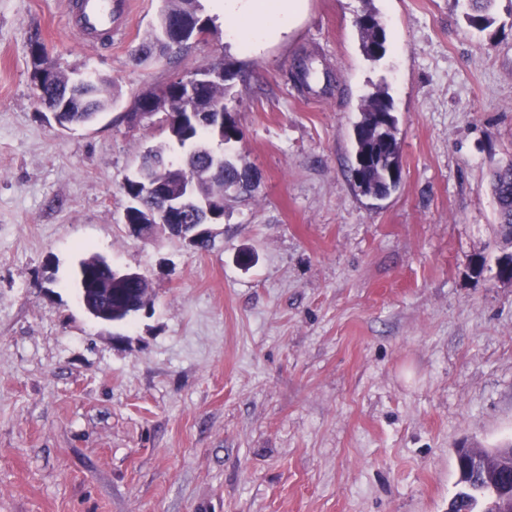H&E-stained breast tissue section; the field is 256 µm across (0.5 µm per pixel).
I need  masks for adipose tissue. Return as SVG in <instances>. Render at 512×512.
<instances>
[{
  "mask_svg": "<svg viewBox=\"0 0 512 512\" xmlns=\"http://www.w3.org/2000/svg\"><path fill=\"white\" fill-rule=\"evenodd\" d=\"M306 6V0H209L208 14L222 21L233 48L254 52L292 32Z\"/></svg>",
  "mask_w": 512,
  "mask_h": 512,
  "instance_id": "adipose-tissue-1",
  "label": "adipose tissue"
}]
</instances>
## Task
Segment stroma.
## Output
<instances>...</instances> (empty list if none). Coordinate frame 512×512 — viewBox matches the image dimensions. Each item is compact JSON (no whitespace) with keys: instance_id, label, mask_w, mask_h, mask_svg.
<instances>
[{"instance_id":"1","label":"stroma","mask_w":512,"mask_h":512,"mask_svg":"<svg viewBox=\"0 0 512 512\" xmlns=\"http://www.w3.org/2000/svg\"><path fill=\"white\" fill-rule=\"evenodd\" d=\"M387 52L366 61L365 6ZM309 0L288 40L208 39L143 60L160 0H130L111 49L81 43L65 0H0V512H448L456 451L512 440V285L489 173L512 161V0L478 31L465 0ZM114 83L93 125L35 100L31 41ZM308 55L329 80L298 88ZM215 59L243 132L209 147L253 169L207 249L146 242L121 189L171 140L132 104ZM387 85L402 181L353 185V124ZM139 273L153 304L83 309L86 254ZM485 256L483 277L470 261Z\"/></svg>"}]
</instances>
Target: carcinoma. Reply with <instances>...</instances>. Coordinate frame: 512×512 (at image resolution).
<instances>
[{
    "instance_id": "carcinoma-1",
    "label": "carcinoma",
    "mask_w": 512,
    "mask_h": 512,
    "mask_svg": "<svg viewBox=\"0 0 512 512\" xmlns=\"http://www.w3.org/2000/svg\"><path fill=\"white\" fill-rule=\"evenodd\" d=\"M493 0H467L465 13L468 25L476 30L486 29L491 22L489 9ZM200 0H161L155 30L148 35L140 51L152 57L165 54L160 33L170 21L192 16L201 12L204 24L212 19L204 14ZM360 50L363 56L376 62L386 52L385 28L377 13L367 8L358 17ZM95 89L91 90L70 79V75L56 65H48L42 80V103L48 108H56L60 103L67 105L68 111L61 112L58 120L67 126L86 125L93 122L112 104V87L107 81L95 79ZM205 105L191 104L182 99L177 87H172L170 96L157 107V111L167 113L168 130L172 140L180 146L191 144L208 130L192 121L189 110ZM359 120L353 126L355 158L365 162L361 178L355 181L357 190L364 196L381 200L396 191L401 184L400 147L397 139V120L393 114V100L385 86H377L374 91L363 96L358 106ZM166 149L159 147L151 151V158L144 160L146 171L158 179L168 177L165 172ZM190 174L203 178L208 175L210 161L191 154L186 158ZM240 167L231 159L224 158V174L210 178L209 189L220 191L222 187L234 186V179ZM490 187L496 202L499 231L504 238L512 236V163L495 170ZM79 295L87 302L103 310H112L124 301L138 299V294L148 289L144 280L129 285L123 279L112 276V266L106 259L91 254L80 261L77 275ZM464 465L459 469L460 483L467 487L460 497L453 498L448 512H462L464 509L476 512H509L512 509V449L507 445L497 448L458 449Z\"/></svg>"
}]
</instances>
